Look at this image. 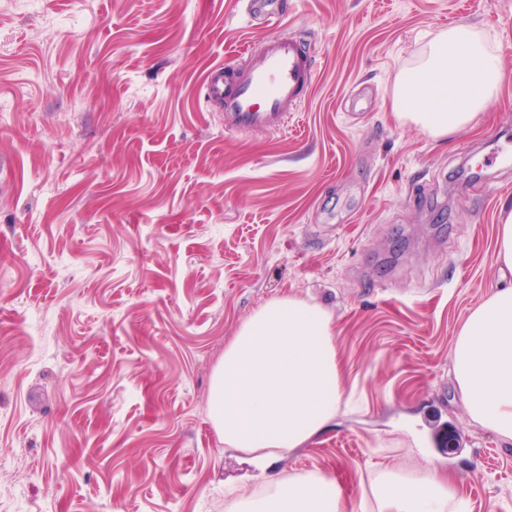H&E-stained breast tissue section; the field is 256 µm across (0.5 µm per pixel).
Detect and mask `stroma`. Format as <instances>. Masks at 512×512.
Wrapping results in <instances>:
<instances>
[{
	"label": "stroma",
	"instance_id": "stroma-1",
	"mask_svg": "<svg viewBox=\"0 0 512 512\" xmlns=\"http://www.w3.org/2000/svg\"><path fill=\"white\" fill-rule=\"evenodd\" d=\"M317 61L286 130L225 132L200 94L262 38L235 0H0V512H224L254 490L208 414L239 326L293 295L332 316L356 406L272 471L356 508L431 464L470 512H512V441L469 422L448 356L500 282L512 211V0H288ZM502 65L435 139L390 108L438 30ZM495 259L501 271L512 273V211L498 226Z\"/></svg>",
	"mask_w": 512,
	"mask_h": 512
}]
</instances>
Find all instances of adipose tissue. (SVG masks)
I'll return each instance as SVG.
<instances>
[{"instance_id":"ef3b65f1","label":"adipose tissue","mask_w":512,"mask_h":512,"mask_svg":"<svg viewBox=\"0 0 512 512\" xmlns=\"http://www.w3.org/2000/svg\"><path fill=\"white\" fill-rule=\"evenodd\" d=\"M499 59L467 26L437 32L397 75L391 110L440 139L472 126L496 97ZM450 373L469 419L512 440V284L494 289L461 325ZM349 406L327 311L295 296L250 315L213 370L209 417L226 447L264 467L260 491L231 486L227 512H346L327 473L271 474L272 461L323 432ZM361 512H467L452 478L433 468L380 470Z\"/></svg>"}]
</instances>
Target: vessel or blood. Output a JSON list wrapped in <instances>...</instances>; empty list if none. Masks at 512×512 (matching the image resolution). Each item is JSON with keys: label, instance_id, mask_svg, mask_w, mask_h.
Returning a JSON list of instances; mask_svg holds the SVG:
<instances>
[{"label": "vessel or blood", "instance_id": "obj_1", "mask_svg": "<svg viewBox=\"0 0 512 512\" xmlns=\"http://www.w3.org/2000/svg\"><path fill=\"white\" fill-rule=\"evenodd\" d=\"M239 2L247 19L265 18L273 31L254 44L253 60L230 71L221 64L210 66L203 76V100L223 113L227 132L274 134L310 96L314 59L302 42L277 30L280 0Z\"/></svg>", "mask_w": 512, "mask_h": 512}]
</instances>
